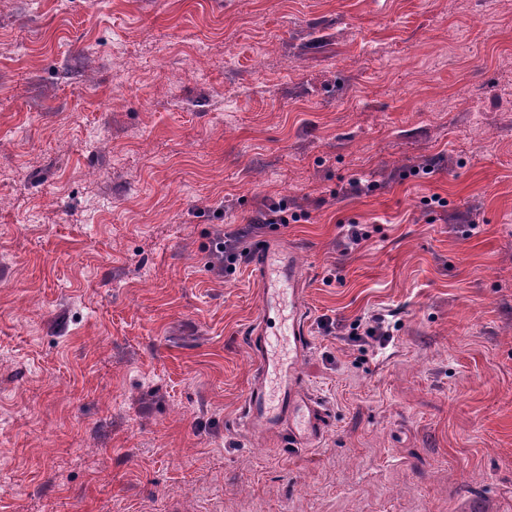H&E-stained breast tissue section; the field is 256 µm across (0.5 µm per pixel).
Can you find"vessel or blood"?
Instances as JSON below:
<instances>
[{"instance_id":"1","label":"vessel or blood","mask_w":512,"mask_h":512,"mask_svg":"<svg viewBox=\"0 0 512 512\" xmlns=\"http://www.w3.org/2000/svg\"><path fill=\"white\" fill-rule=\"evenodd\" d=\"M248 261L262 290V302L247 338L254 377L242 424L267 434H287L297 448L314 445L327 432L329 418L308 393L299 371L309 338L296 270L280 263L271 240L255 246Z\"/></svg>"}]
</instances>
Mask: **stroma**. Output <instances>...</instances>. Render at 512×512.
<instances>
[{
	"mask_svg": "<svg viewBox=\"0 0 512 512\" xmlns=\"http://www.w3.org/2000/svg\"><path fill=\"white\" fill-rule=\"evenodd\" d=\"M484 2L0 0V512H512V0ZM279 199L304 219L250 228ZM240 230L296 260L309 448L239 421ZM377 313L391 341H349Z\"/></svg>",
	"mask_w": 512,
	"mask_h": 512,
	"instance_id": "stroma-1",
	"label": "stroma"
}]
</instances>
